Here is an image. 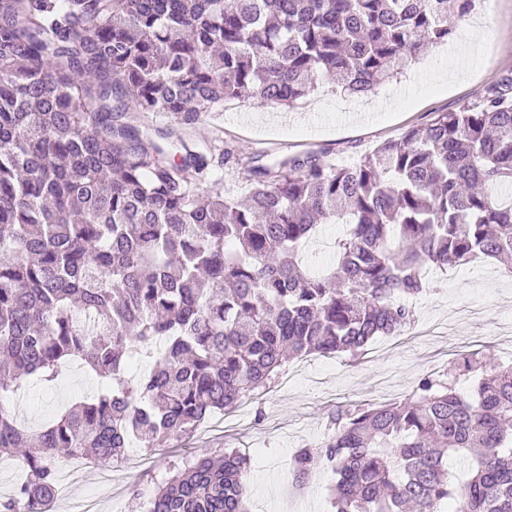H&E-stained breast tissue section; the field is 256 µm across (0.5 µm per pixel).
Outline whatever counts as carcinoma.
<instances>
[{"label": "carcinoma", "mask_w": 512, "mask_h": 512, "mask_svg": "<svg viewBox=\"0 0 512 512\" xmlns=\"http://www.w3.org/2000/svg\"><path fill=\"white\" fill-rule=\"evenodd\" d=\"M476 0H0V512H50L57 461L166 448L270 389L305 354L356 356L414 322L429 275L512 273V85L348 164L248 167L247 196L131 112L182 126L230 99L292 107L322 81L367 95L448 42ZM343 224L336 266L303 250ZM131 346L150 370L130 379ZM79 361L103 379L48 426L4 394ZM482 372L469 395L454 378ZM291 473L338 476L336 512H512V366L453 361L400 402L331 417ZM250 457L185 460L148 512H246Z\"/></svg>", "instance_id": "carcinoma-1"}]
</instances>
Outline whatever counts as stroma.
Returning a JSON list of instances; mask_svg holds the SVG:
<instances>
[{"label":"stroma","instance_id":"35a3bbf8","mask_svg":"<svg viewBox=\"0 0 512 512\" xmlns=\"http://www.w3.org/2000/svg\"><path fill=\"white\" fill-rule=\"evenodd\" d=\"M440 68L453 70L454 83H432ZM511 79L512 0H484L459 24L449 47L428 53L370 98L350 97L329 80L296 107L273 110L269 122L255 121L259 105L239 100L226 101L223 110L204 113L196 125L181 129L162 112H135L131 118L149 131L179 129L184 139L210 145L214 157L229 154L223 181H205L202 191L242 196L250 190L245 169L250 161L314 152L350 163L410 128L426 126L437 113L479 103ZM497 271L491 261L448 271L418 298L415 323L401 334L378 337L355 359L312 354L289 362L288 385L254 396L247 408L215 414L173 447L152 452L130 447L123 463L112 466L108 485L89 477L74 482L57 498L56 512L90 497L99 500L100 512H146L147 494L167 481L172 465L226 448L250 456L249 512H334L332 469L318 466L310 482L298 486L284 471V461L332 433L331 417L339 407L408 397L421 378L446 369L459 353L479 351L499 362L512 353V276L502 278ZM97 385L91 372L74 364L61 380L31 381L11 402L19 423L37 430Z\"/></svg>","mask_w":512,"mask_h":512}]
</instances>
